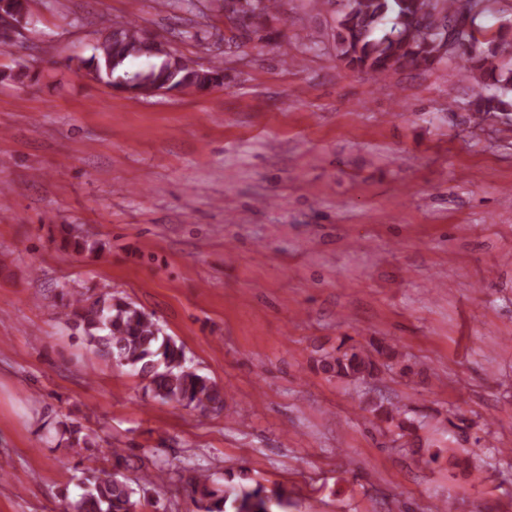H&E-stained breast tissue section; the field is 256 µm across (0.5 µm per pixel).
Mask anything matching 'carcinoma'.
<instances>
[{
	"mask_svg": "<svg viewBox=\"0 0 512 512\" xmlns=\"http://www.w3.org/2000/svg\"><path fill=\"white\" fill-rule=\"evenodd\" d=\"M257 16L278 11L280 0H245ZM483 0H345L336 20V50L351 68L376 78L391 70L432 66L443 61L464 62L465 74L479 79L488 90L467 111L482 117L512 108V71L500 67L499 59L512 56L509 27L499 26L489 37L479 23ZM0 12L15 21L30 24L29 0H0ZM149 64L127 70L132 59ZM76 66L98 82L140 96L147 87L165 91H203L223 78V69L198 67L159 45L133 21L112 23L93 48L90 57L76 59ZM33 75L26 66L0 72L1 83L25 84ZM63 324L81 332L90 348L112 358L119 367L147 381L146 389L165 402H179L203 414L224 409L222 388L191 366L183 344L164 333L153 315L131 301L110 293L95 299L79 292L54 303ZM321 369L338 377L357 380L374 376L375 363L363 351L327 355ZM387 422L404 430L403 412L396 406L374 405ZM51 441L60 448H96L95 437L70 421L59 420ZM112 473L99 468V456L85 457L78 478V493L63 494V512H144L147 498L170 479L163 463L130 479L119 473L126 463L125 449L110 448ZM196 512H270L271 503L281 507L289 501L278 489L258 483L251 488L220 485L210 469L193 467L177 474Z\"/></svg>",
	"mask_w": 512,
	"mask_h": 512,
	"instance_id": "obj_1",
	"label": "carcinoma"
}]
</instances>
